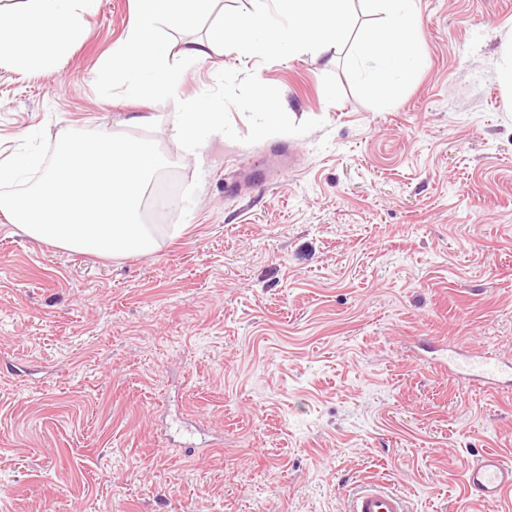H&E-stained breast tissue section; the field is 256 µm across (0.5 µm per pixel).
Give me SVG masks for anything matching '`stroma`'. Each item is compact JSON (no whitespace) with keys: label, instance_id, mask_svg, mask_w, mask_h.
Listing matches in <instances>:
<instances>
[{"label":"stroma","instance_id":"stroma-1","mask_svg":"<svg viewBox=\"0 0 512 512\" xmlns=\"http://www.w3.org/2000/svg\"><path fill=\"white\" fill-rule=\"evenodd\" d=\"M132 8L100 0L48 69L0 65V160L41 128L162 114L95 89ZM417 8L424 58L390 91L352 66L372 0L332 57L190 66L183 97L241 69L324 125L198 159L153 131L179 199L151 254L66 251L0 216V512H347L366 485L411 512H512L463 483L478 450L512 462V392L438 365L450 345L512 355V0Z\"/></svg>","mask_w":512,"mask_h":512}]
</instances>
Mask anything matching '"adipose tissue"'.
Masks as SVG:
<instances>
[{"mask_svg": "<svg viewBox=\"0 0 512 512\" xmlns=\"http://www.w3.org/2000/svg\"><path fill=\"white\" fill-rule=\"evenodd\" d=\"M99 0H12L0 6V59L20 68L42 67L69 54L86 15ZM384 19L367 31L353 66L374 89L409 81L422 57L415 40L416 0H380Z\"/></svg>", "mask_w": 512, "mask_h": 512, "instance_id": "1", "label": "adipose tissue"}]
</instances>
